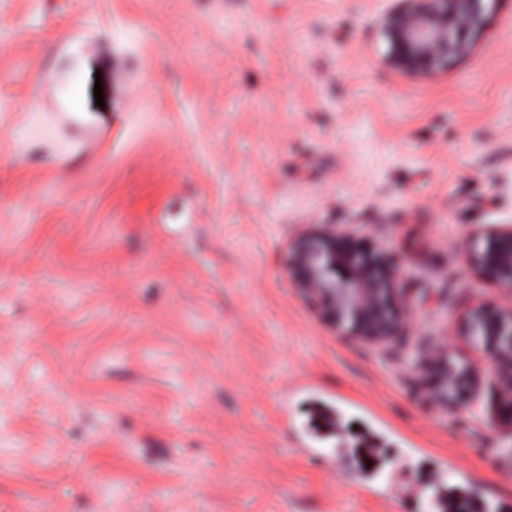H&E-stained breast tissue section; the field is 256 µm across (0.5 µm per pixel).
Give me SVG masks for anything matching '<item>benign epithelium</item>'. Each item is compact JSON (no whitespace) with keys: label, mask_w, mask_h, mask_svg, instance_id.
Returning a JSON list of instances; mask_svg holds the SVG:
<instances>
[{"label":"benign epithelium","mask_w":512,"mask_h":512,"mask_svg":"<svg viewBox=\"0 0 512 512\" xmlns=\"http://www.w3.org/2000/svg\"><path fill=\"white\" fill-rule=\"evenodd\" d=\"M382 11L389 44L386 65L409 76L432 77L466 55L487 29L488 0H408ZM466 262L504 296L512 297V225L469 234ZM293 284L340 330L364 344L399 338L410 326L411 303L401 258L378 247L353 224H319L287 247ZM456 335L497 372L492 412L512 428V305L482 302L460 322ZM427 397L449 411L480 405L481 373L438 351L423 374Z\"/></svg>","instance_id":"obj_1"}]
</instances>
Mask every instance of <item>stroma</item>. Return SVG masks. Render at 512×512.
<instances>
[{
    "instance_id": "obj_1",
    "label": "stroma",
    "mask_w": 512,
    "mask_h": 512,
    "mask_svg": "<svg viewBox=\"0 0 512 512\" xmlns=\"http://www.w3.org/2000/svg\"><path fill=\"white\" fill-rule=\"evenodd\" d=\"M377 0H0V512H512V430L421 376L512 224V0L447 73ZM102 91L103 105L94 93ZM355 224L412 326L339 336L286 249ZM466 262L503 296L512 298V225L469 234Z\"/></svg>"
}]
</instances>
